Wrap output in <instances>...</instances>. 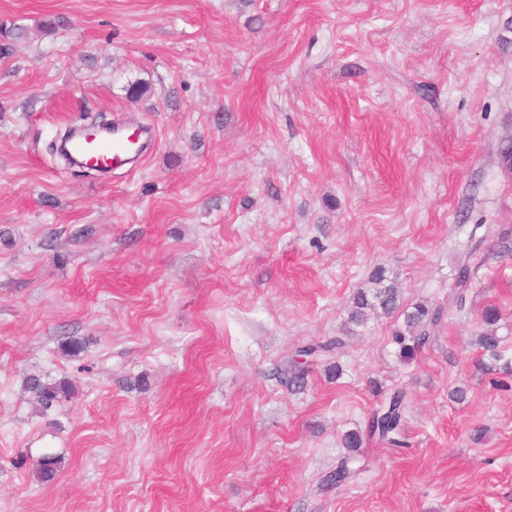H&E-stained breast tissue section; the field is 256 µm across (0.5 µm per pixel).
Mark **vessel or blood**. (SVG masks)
I'll return each mask as SVG.
<instances>
[{"instance_id":"b4317fda","label":"vessel or blood","mask_w":512,"mask_h":512,"mask_svg":"<svg viewBox=\"0 0 512 512\" xmlns=\"http://www.w3.org/2000/svg\"><path fill=\"white\" fill-rule=\"evenodd\" d=\"M140 140L133 131L113 125L110 133L94 131L77 136L69 145L71 153L80 162L97 168H114L137 159Z\"/></svg>"}]
</instances>
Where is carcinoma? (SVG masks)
<instances>
[{"instance_id": "carcinoma-1", "label": "carcinoma", "mask_w": 512, "mask_h": 512, "mask_svg": "<svg viewBox=\"0 0 512 512\" xmlns=\"http://www.w3.org/2000/svg\"><path fill=\"white\" fill-rule=\"evenodd\" d=\"M486 259L487 255L481 250L479 243L465 255L458 266L455 280V285L459 288V291L455 293L458 301H463V290L485 264ZM399 309L401 310L399 288L383 273L376 272L368 281V287L357 291L353 308L349 313V322L361 325L365 323L371 312L379 310L385 315H390ZM402 315L404 316L403 323L395 330L393 342L399 346L400 354L403 357L410 358L430 342L440 322V313L425 303H416L411 309L402 310ZM499 320L500 314L496 308L492 306L485 308L481 315L484 330L475 338V344L482 352L480 369L486 374H494L500 368H506L512 364V360L507 357L504 337L498 335L495 329ZM343 348L344 341L338 337L322 343L309 344L300 349L298 355L315 356L316 361L327 365V371L337 378L342 373V368L338 363L332 361V358L339 355ZM306 373V366L294 358L291 359L288 369L285 370V380L288 381V386H302ZM26 391L44 411L69 399L72 394L71 387L67 382H49L38 375L28 377ZM404 399L405 395L401 390L390 393L373 409L367 423L366 434L363 435L358 430L345 435L344 445L350 454L344 456L336 469L325 475V484L339 486L348 480L351 475L349 464L354 460L353 452L362 445L363 436L377 437L394 447L400 446L396 435L399 434L402 426ZM60 469L61 459L52 453H45L36 461L34 477L40 482H48L55 478Z\"/></svg>"}]
</instances>
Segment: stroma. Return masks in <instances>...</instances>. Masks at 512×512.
Returning a JSON list of instances; mask_svg holds the SVG:
<instances>
[{"mask_svg": "<svg viewBox=\"0 0 512 512\" xmlns=\"http://www.w3.org/2000/svg\"><path fill=\"white\" fill-rule=\"evenodd\" d=\"M1 24L0 512H512V368L470 343L493 305L512 351L485 234L512 231V0H0ZM100 112L151 131L136 168L50 153ZM380 268L442 311L408 361L400 313L348 321ZM337 336L340 377L284 384ZM31 374L74 397L41 415ZM394 389L402 447L364 440L325 488ZM482 243L483 241L479 240L465 255L463 261L458 266L455 285L459 288V291L455 293V296H457V301H460V304L463 301V290L486 262L487 255L481 250ZM61 459L52 454L45 453L37 461L34 466V477L40 482H48L55 478L61 469Z\"/></svg>", "mask_w": 512, "mask_h": 512, "instance_id": "1", "label": "stroma"}]
</instances>
